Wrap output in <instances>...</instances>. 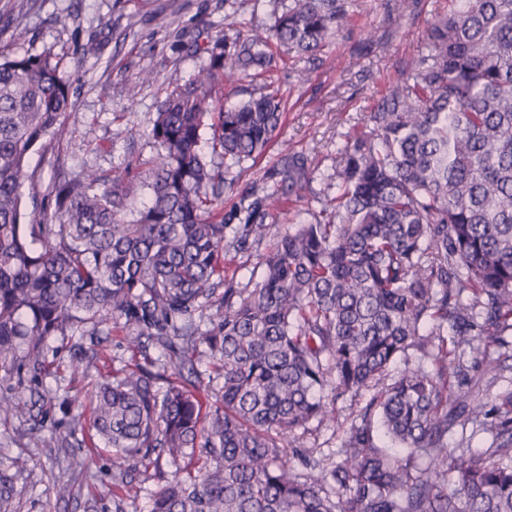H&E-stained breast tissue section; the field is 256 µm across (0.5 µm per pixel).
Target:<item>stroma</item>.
I'll use <instances>...</instances> for the list:
<instances>
[{
    "instance_id": "1",
    "label": "stroma",
    "mask_w": 512,
    "mask_h": 512,
    "mask_svg": "<svg viewBox=\"0 0 512 512\" xmlns=\"http://www.w3.org/2000/svg\"><path fill=\"white\" fill-rule=\"evenodd\" d=\"M448 0H350L352 19L317 58L281 51L275 74L286 98L282 123L266 153L254 161L224 164V210L245 212L247 188L269 186L268 172L294 152L308 158L312 180L305 197L279 199L262 238L227 251L224 274L237 287L254 288L262 259L277 238L320 210L335 171L336 153L387 92L397 71L417 54L428 21ZM269 0H0V46L52 51L62 58L71 107L52 136L53 149L32 154L33 187L43 193L53 167L111 175L158 151L147 136L167 92L190 83L207 61L209 41L224 34L235 14L243 29L272 24ZM371 49H364L366 37ZM94 41L95 54L77 57L75 43ZM365 396L336 401V419L311 422L303 437L315 455L328 456L360 420ZM112 450L104 445L46 448L30 439L22 421L0 418V512H150L149 489L116 510L110 492ZM71 495L59 500L56 480Z\"/></svg>"
}]
</instances>
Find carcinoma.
Returning a JSON list of instances; mask_svg holds the SVG:
<instances>
[{
	"label": "carcinoma",
	"instance_id": "1",
	"mask_svg": "<svg viewBox=\"0 0 512 512\" xmlns=\"http://www.w3.org/2000/svg\"><path fill=\"white\" fill-rule=\"evenodd\" d=\"M270 2L268 32L224 22L233 53L216 39L195 81L158 106L152 197L133 221L137 164L53 174L54 222L36 194L27 206L30 156L48 150L70 87L53 53L0 47V415L42 438L56 399L44 380L98 369L116 328L130 360L99 375L90 404L119 504L165 463L150 512H512V394L489 407L448 380L467 349L500 368L493 348L512 335V0H461L430 23L337 153L336 197L277 240L248 289L224 279V169L201 153V129L210 121L225 159L260 156L283 103L273 47L317 54L349 8ZM239 71L265 91L226 109L217 88ZM274 174L269 198L300 197L310 181L298 154ZM268 218L257 201L237 248ZM212 307L204 330L197 318ZM417 345L431 367L407 361L381 384ZM328 389L372 392L330 463L302 442L309 422L336 418ZM376 416L406 455L375 443ZM470 422L491 437L484 453L464 436L448 447ZM79 426L67 412L55 423L63 442Z\"/></svg>",
	"mask_w": 512,
	"mask_h": 512
}]
</instances>
